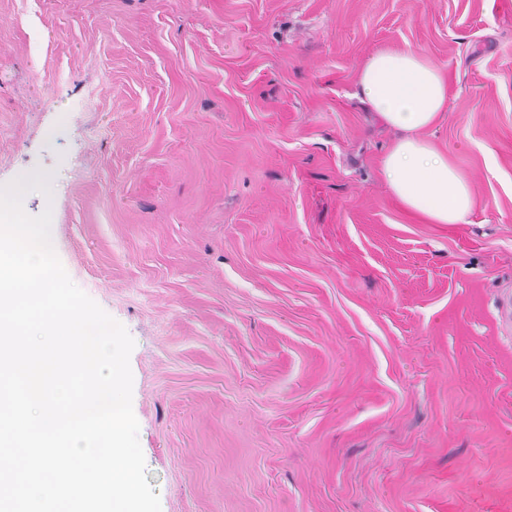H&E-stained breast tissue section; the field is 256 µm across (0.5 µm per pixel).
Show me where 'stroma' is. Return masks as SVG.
<instances>
[{"instance_id": "stroma-1", "label": "stroma", "mask_w": 512, "mask_h": 512, "mask_svg": "<svg viewBox=\"0 0 512 512\" xmlns=\"http://www.w3.org/2000/svg\"><path fill=\"white\" fill-rule=\"evenodd\" d=\"M448 76L409 216L377 50ZM134 341L161 512H512V0H0V186ZM356 95L398 132L381 173L402 208L430 224L466 223L474 205L468 178L420 135L448 106L444 71L419 50L381 49L362 67Z\"/></svg>"}]
</instances>
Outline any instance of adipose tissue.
I'll list each match as a JSON object with an SVG mask.
<instances>
[{
    "label": "adipose tissue",
    "instance_id": "obj_1",
    "mask_svg": "<svg viewBox=\"0 0 512 512\" xmlns=\"http://www.w3.org/2000/svg\"><path fill=\"white\" fill-rule=\"evenodd\" d=\"M357 95L397 132L381 173L402 208L432 224L465 223L474 205L469 180L422 136L448 106L444 71L419 50L381 49L364 64Z\"/></svg>",
    "mask_w": 512,
    "mask_h": 512
}]
</instances>
